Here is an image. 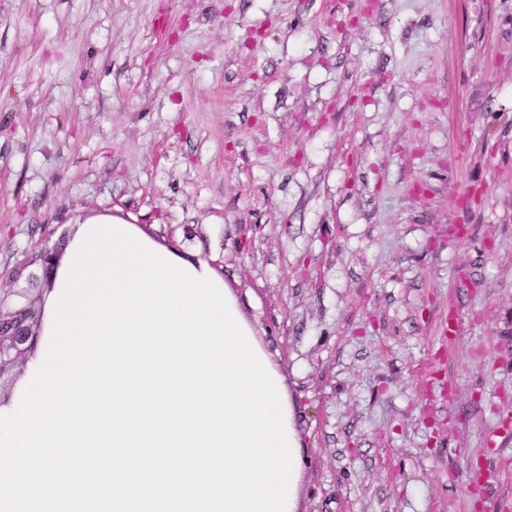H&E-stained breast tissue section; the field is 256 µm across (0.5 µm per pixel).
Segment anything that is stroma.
<instances>
[{
    "label": "stroma",
    "instance_id": "1",
    "mask_svg": "<svg viewBox=\"0 0 512 512\" xmlns=\"http://www.w3.org/2000/svg\"><path fill=\"white\" fill-rule=\"evenodd\" d=\"M86 213L223 276L298 512H512V0H0V295ZM227 288H228V287H227ZM228 290L230 291V288H228ZM230 293H231V295H232V302H233V307H234V309H236V310H237V312L239 313V315L242 317V321H243V319H244V322H245L246 326L251 330V332L253 333V336L255 337V334H254V331H253L252 327H251V326H250V324L247 322V320L244 318V316H243V314H242V312H241V309H240V307H239V304H238V301H237L236 297L232 294V292H231V291H230ZM231 295H229V297H230ZM255 340L257 341L256 337H255ZM257 344H258V345H257V347L259 346V347L261 348V350L263 351V353L266 355V358H268V361L271 363V367L273 368V370H275V372H277V374H278V376H277V377L281 376V375H280V373H279V372L276 370V368L273 366V364H272V362H271V360H270V358H269L268 354H267V353H266V351L261 347V345L258 343V341H257ZM280 378L282 379V382L280 383V381H279V385H283V386L285 387V390H284V393L286 394V395H285V401H286V397H287V408H285V410L290 411L289 415H290V416H292V417H290V419H289V420H290V427H291V440H294L293 444L296 442V443H297V445H298V446H296V448H297V451H298V453H299V455H300V459H299V464H300V463H301V461H302V455H301V454H302V444H301V441H300V439H299V437H298V435H297V432H296V430H295V427H294V420H293V419H294V415H293V409H292V406H291V404H290V402H289V398H288V391H287V388H286V386H285V383H284V380H283L282 376H281ZM300 465H301V464H300Z\"/></svg>",
    "mask_w": 512,
    "mask_h": 512
}]
</instances>
